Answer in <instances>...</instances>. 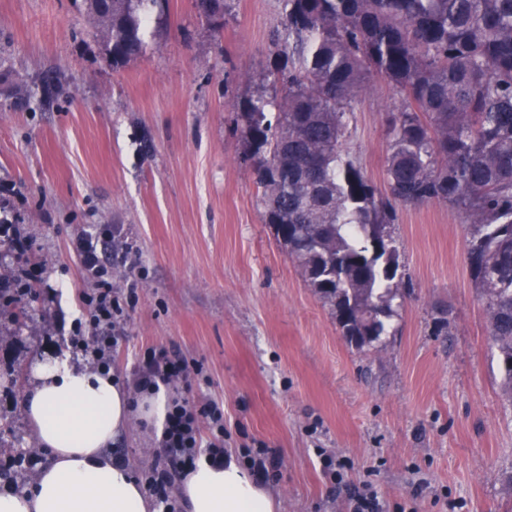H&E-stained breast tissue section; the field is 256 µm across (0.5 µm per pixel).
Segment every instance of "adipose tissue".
I'll return each instance as SVG.
<instances>
[{"label": "adipose tissue", "mask_w": 512, "mask_h": 512, "mask_svg": "<svg viewBox=\"0 0 512 512\" xmlns=\"http://www.w3.org/2000/svg\"><path fill=\"white\" fill-rule=\"evenodd\" d=\"M171 398L162 384L133 394L113 373L67 354L39 360L21 408L44 461L24 488L0 487V512H155L132 466L109 448L136 418L162 434ZM178 495L185 512H281L276 495L232 455L185 470Z\"/></svg>", "instance_id": "obj_1"}]
</instances>
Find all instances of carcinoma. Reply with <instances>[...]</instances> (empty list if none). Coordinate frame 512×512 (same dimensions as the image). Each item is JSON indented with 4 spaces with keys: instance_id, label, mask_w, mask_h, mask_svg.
I'll return each instance as SVG.
<instances>
[{
    "instance_id": "obj_1",
    "label": "carcinoma",
    "mask_w": 512,
    "mask_h": 512,
    "mask_svg": "<svg viewBox=\"0 0 512 512\" xmlns=\"http://www.w3.org/2000/svg\"><path fill=\"white\" fill-rule=\"evenodd\" d=\"M167 0H83L115 68L142 56V29ZM286 35L267 76L274 94L235 105L242 158L264 222L357 348L386 334L401 289L388 230L395 206L444 203L469 224L472 278L512 400V0H284ZM401 96L388 124L385 191L344 152L347 114L371 75ZM43 97L64 86L39 77ZM0 286L16 328L23 300Z\"/></svg>"
}]
</instances>
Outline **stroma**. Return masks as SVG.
Listing matches in <instances>:
<instances>
[{
	"mask_svg": "<svg viewBox=\"0 0 512 512\" xmlns=\"http://www.w3.org/2000/svg\"><path fill=\"white\" fill-rule=\"evenodd\" d=\"M167 14L146 27L144 56L116 69L82 0H0V209L27 244L0 277L26 274L37 291L22 331L0 323V457L26 455L32 440L20 397L34 362L82 357L72 334L87 312H64L59 288H91L73 240L108 226L127 255L112 293H136L112 330L114 375L132 384L157 347L201 363L203 376L178 381L181 401L218 403L236 445L277 457L267 485L282 512H350L367 479L413 512L459 500L463 512H512V400L462 214L398 207L404 297L379 344H349L265 224L233 128L238 96L271 85L283 0H228L215 25L195 0H168ZM45 71L66 90L50 104L32 86ZM18 84L32 88L22 109ZM399 105L378 78L352 105L343 148L379 187ZM109 453L140 476L163 450L135 424ZM326 455L348 461L342 483L324 473Z\"/></svg>",
	"mask_w": 512,
	"mask_h": 512,
	"instance_id": "1",
	"label": "stroma"
}]
</instances>
